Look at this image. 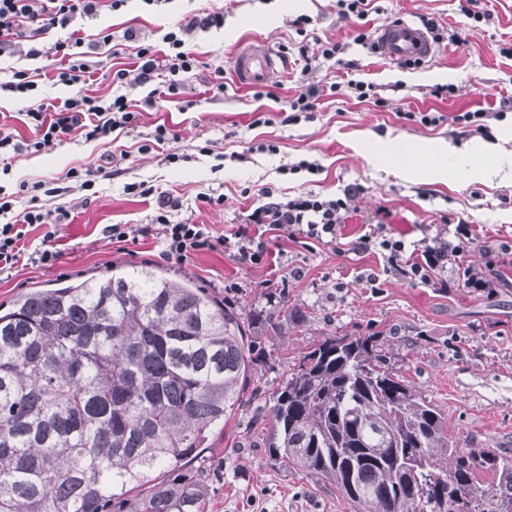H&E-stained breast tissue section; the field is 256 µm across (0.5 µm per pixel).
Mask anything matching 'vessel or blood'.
I'll use <instances>...</instances> for the list:
<instances>
[{
    "instance_id": "1",
    "label": "vessel or blood",
    "mask_w": 512,
    "mask_h": 512,
    "mask_svg": "<svg viewBox=\"0 0 512 512\" xmlns=\"http://www.w3.org/2000/svg\"><path fill=\"white\" fill-rule=\"evenodd\" d=\"M377 54L389 62H426L433 55V46L416 22L396 19L382 25L376 32ZM277 68L273 48L262 43L245 44L234 56L233 71L237 81L246 86L267 83Z\"/></svg>"
}]
</instances>
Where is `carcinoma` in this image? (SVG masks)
<instances>
[{
    "instance_id": "cac0c4a2",
    "label": "carcinoma",
    "mask_w": 512,
    "mask_h": 512,
    "mask_svg": "<svg viewBox=\"0 0 512 512\" xmlns=\"http://www.w3.org/2000/svg\"><path fill=\"white\" fill-rule=\"evenodd\" d=\"M255 342L205 289L144 267L0 308V512H209L185 461L250 402ZM269 460L354 512H512V457L458 448L370 336H332L272 396Z\"/></svg>"
}]
</instances>
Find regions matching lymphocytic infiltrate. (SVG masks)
<instances>
[{"label":"lymphocytic infiltrate","instance_id":"lymphocytic-infiltrate-1","mask_svg":"<svg viewBox=\"0 0 512 512\" xmlns=\"http://www.w3.org/2000/svg\"><path fill=\"white\" fill-rule=\"evenodd\" d=\"M126 2L0 0V52L28 41L32 44L31 55H38L39 50L34 43L39 36L59 26L67 27L78 16L117 11ZM223 25L224 14L220 11L195 17L166 31L157 46L138 43L134 31L125 32V41L135 45L138 60L136 79L150 88L145 98L146 105H154L159 100L171 101L183 93V74L200 67L199 60L185 48L188 36L197 28H220ZM54 50L61 57L56 82L76 87L77 92L58 105L39 101L27 108L25 116L36 137L25 147L36 153L49 152L63 138L75 132L89 141L133 125L136 113L125 96L102 100L82 92L95 72L92 62L94 44L85 43L83 37L73 34L67 40L55 42ZM259 194L263 198L262 204L250 210L237 228L219 237L214 236L207 225L172 221L169 214L171 200L160 198L153 223L163 254L184 262L197 251L213 248L218 243L240 263L258 265L269 251L273 233L284 230L292 242L306 244L335 238L336 227L347 218L356 191L347 189L343 196L336 198L307 193L286 201L275 196L269 187L261 188ZM0 212L14 215L13 221L0 224V271L12 268L25 255L35 262L55 260L56 254L51 250L36 249L28 253L20 245L28 227L44 224L47 214L42 208L29 206L17 212L12 201L6 200L0 201ZM473 241L471 225L461 221L456 225L452 239H439L423 249L411 250L404 239L391 236L385 225L378 223L354 242L352 251L356 254L377 252L383 256L388 268L409 279L426 283L452 261L459 265V287L486 291L511 283L506 272L512 269V246L504 245L496 252L486 254L481 265H461L460 260Z\"/></svg>","mask_w":512,"mask_h":512}]
</instances>
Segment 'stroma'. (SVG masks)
<instances>
[{"mask_svg":"<svg viewBox=\"0 0 512 512\" xmlns=\"http://www.w3.org/2000/svg\"><path fill=\"white\" fill-rule=\"evenodd\" d=\"M267 2L168 0L151 7L130 0L121 11L75 20L81 34L112 37L99 48L93 82L84 93L126 95L140 112L132 131L117 130L97 141L74 133L51 152L11 157L0 186L18 193L15 210L34 203L50 213L47 224L30 228L27 246L41 247L44 235H51L48 243L59 257L46 265L23 260L0 273V303L31 288H54L131 263L190 280L226 300L253 324L259 352L251 386L257 397L212 432L197 460L209 471L210 512H352L335 485L269 461L263 448L266 402L289 368L328 337L375 336L390 367L444 411L459 447L512 455V288L451 287L453 264L439 274L446 287L415 282L384 273L381 256L350 251L382 207L388 232L421 246L449 237L458 221L472 224L475 242L465 260L474 265L484 262L486 249L512 244V167L491 172L480 158L467 166L449 161L447 177L435 181L400 173L418 164L416 147L436 140L491 143L512 154V112L502 109L512 102V0H481L489 17L480 23L463 17L459 0H372L373 11L360 22L341 17L336 0H290L270 20ZM205 10L223 12L224 25L196 30L187 47L209 68L223 67V95L213 96L202 76L194 75L186 81L191 108L176 102L149 108L141 104L147 87L131 79L113 82L117 70L136 66L132 48L121 44L125 30L157 41L170 25ZM400 17L447 27L448 36L435 42L428 64L387 62L356 42L358 30L372 34ZM255 41L281 52L282 64L272 77L276 99H255L254 88L234 78L236 50ZM322 41L339 43V55L323 57ZM56 64L54 55L33 58L19 51L0 56V73L29 72L36 98L56 104L74 93L55 83ZM350 79L371 84L372 100L360 103L349 96L343 85ZM335 82L341 90L328 95ZM301 85L324 94L315 111L283 122L278 103ZM441 86L446 94L435 96ZM478 110L489 115L485 131L453 121ZM420 112L441 120L422 125ZM161 124L172 138L158 146L153 134ZM268 143L276 152L265 151ZM303 160L316 163L317 171L300 169ZM88 169L94 176L86 187L80 175ZM23 182L35 185L34 194L19 193ZM140 183L151 186L152 194L140 195ZM264 187L287 198L305 192L334 198L350 187L358 194L336 241L308 248L284 237L257 266L240 264L220 247L180 264L163 256L155 236L116 245L102 234L108 224L151 223L163 193L180 203L173 221L206 224L219 236L259 204ZM204 193L222 197V204L201 202ZM372 273L380 275V288L367 285ZM259 314L273 315L277 329L256 322Z\"/></svg>","mask_w":512,"mask_h":512,"instance_id":"1","label":"stroma"}]
</instances>
